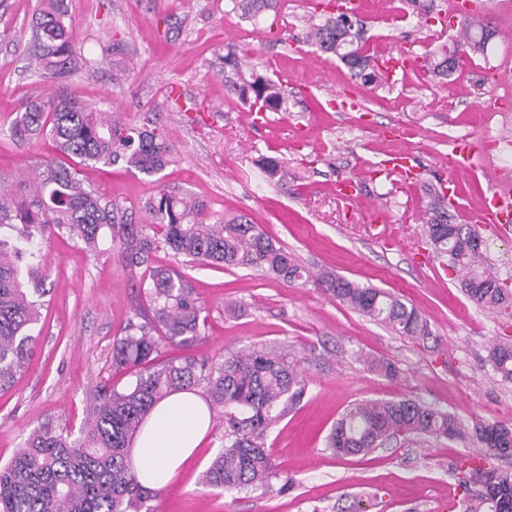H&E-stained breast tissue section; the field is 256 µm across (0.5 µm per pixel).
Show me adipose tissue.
Segmentation results:
<instances>
[{"mask_svg":"<svg viewBox=\"0 0 512 512\" xmlns=\"http://www.w3.org/2000/svg\"><path fill=\"white\" fill-rule=\"evenodd\" d=\"M211 414L194 391H179L160 400L145 418L130 450L139 482L158 489L169 485L207 439Z\"/></svg>","mask_w":512,"mask_h":512,"instance_id":"ef3b65f1","label":"adipose tissue"}]
</instances>
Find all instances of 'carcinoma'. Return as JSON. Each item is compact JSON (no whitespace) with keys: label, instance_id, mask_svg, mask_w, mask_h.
<instances>
[{"label":"carcinoma","instance_id":"1","mask_svg":"<svg viewBox=\"0 0 512 512\" xmlns=\"http://www.w3.org/2000/svg\"><path fill=\"white\" fill-rule=\"evenodd\" d=\"M62 0H43L32 27L29 48L38 70H56L73 59ZM280 0H234V8L255 21L276 12ZM485 26L462 25L455 43L464 54H482L486 46L477 35ZM324 54L347 64L353 76L376 79L368 71L370 55L360 30L328 16L305 34ZM448 45L425 55L426 71L437 78L455 72L448 64ZM224 87L243 104L276 111L284 102L282 84L255 70H243L237 48L224 53ZM9 136L26 142L50 137L58 152L79 164L112 165L120 161L147 176L161 173L177 149L154 118L130 127L105 112L58 95L21 103L9 125ZM34 180L0 174V387L24 368L37 341L41 318L42 278L34 262L49 235L66 234L97 252L104 238L119 248L126 266L142 270V288L151 318L128 323L112 344V369L135 373V383L118 390L99 387L91 413L78 440L46 422L34 429L16 456L0 468V512H153L149 502L159 490L142 486L129 463L131 443L153 406L167 395L203 385L209 406L218 409L223 444L205 472V484L224 490L264 487L272 475L265 439L289 407L300 402L306 384L294 364L264 350L231 355L218 361L185 356L158 361L159 336L171 343H193L205 326L202 308L191 285L180 274L153 265L154 253L164 249L190 263L256 268L286 283L303 278L302 268L282 247L246 216L207 222V206L189 195L165 188L139 208L127 207L101 194L79 178V171L56 159L36 162ZM426 233L437 251L447 253L451 266L463 274L461 288L476 304L500 311L512 309V292L497 288L496 277L481 268L469 224L448 223L444 207L433 209ZM319 283L340 303L401 336L423 342L430 338L420 312L392 294L360 285L338 274H325ZM494 373L512 382V344L498 342L488 354ZM369 367L387 377L399 376L391 361L371 360ZM399 434L462 438L461 419L414 399L362 401L350 405L336 421L327 447L340 456L367 454ZM479 440L504 456L512 455V429L480 428ZM479 484L465 512H512V474L469 465L461 483Z\"/></svg>","mask_w":512,"mask_h":512}]
</instances>
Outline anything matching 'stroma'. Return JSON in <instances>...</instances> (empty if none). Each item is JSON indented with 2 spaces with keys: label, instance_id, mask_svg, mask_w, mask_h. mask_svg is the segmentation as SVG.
Returning <instances> with one entry per match:
<instances>
[{
  "label": "stroma",
  "instance_id": "1",
  "mask_svg": "<svg viewBox=\"0 0 512 512\" xmlns=\"http://www.w3.org/2000/svg\"><path fill=\"white\" fill-rule=\"evenodd\" d=\"M40 0H0V173L27 176L54 155L41 137L19 146L10 116L32 97L66 94L90 108L139 124L155 113L175 144L174 162L152 178L123 164L85 167L81 177L127 205L166 188L203 200L211 219L244 215L305 271L289 284L245 267L188 263L158 252L157 264L178 271L199 299L206 324L188 346L162 342L161 355L216 360L263 349L285 355L306 392L269 431L277 473L253 490L213 489L204 473L223 442L212 425L205 444L154 500L155 512H464L461 462L475 455L487 469L512 473V456L481 444L476 428H512V383L487 361L488 348L512 340V315L472 303L460 276L437 253L423 226L429 188L448 184L453 142L477 136L457 184L466 203L499 188V167L512 166V111L489 112L493 91L474 73L442 80L408 74L394 86L352 84L339 59L303 43L305 21L322 19L318 0H288L278 14L242 19L232 0H65L77 65L54 74L29 68L18 47L29 37ZM492 28L485 57L512 84V0H475ZM369 52L413 45L419 52L455 40L444 27L447 0H435L427 22L404 0H360ZM244 63L283 82L287 100L275 112H254L224 88L227 44ZM466 85V96L454 94ZM409 151L413 186L378 167L386 153ZM285 173L268 176L267 158ZM353 179L351 199L337 196ZM483 253L497 278L512 281V223L481 229ZM331 270L386 289L414 305L432 337L419 345L349 309L316 280ZM48 294L27 368L0 391V465L44 422L79 437L103 383L135 379L112 369V342L128 322L144 320L140 272L119 249L101 256L50 236L42 242ZM387 358L395 380L367 370L365 356ZM413 398L459 415L466 439L398 436L367 455L336 456L327 437L343 412L364 400Z\"/></svg>",
  "mask_w": 512,
  "mask_h": 512
}]
</instances>
